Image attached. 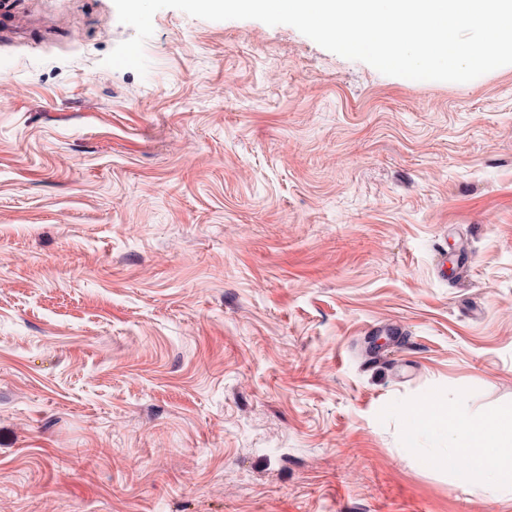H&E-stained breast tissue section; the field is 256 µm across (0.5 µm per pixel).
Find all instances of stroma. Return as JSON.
<instances>
[{
	"label": "stroma",
	"mask_w": 512,
	"mask_h": 512,
	"mask_svg": "<svg viewBox=\"0 0 512 512\" xmlns=\"http://www.w3.org/2000/svg\"><path fill=\"white\" fill-rule=\"evenodd\" d=\"M0 0V512H512L402 408L512 406V65Z\"/></svg>",
	"instance_id": "obj_1"
}]
</instances>
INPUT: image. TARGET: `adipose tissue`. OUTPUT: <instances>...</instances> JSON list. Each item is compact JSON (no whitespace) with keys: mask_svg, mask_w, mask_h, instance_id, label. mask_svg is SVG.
Returning <instances> with one entry per match:
<instances>
[{"mask_svg":"<svg viewBox=\"0 0 512 512\" xmlns=\"http://www.w3.org/2000/svg\"><path fill=\"white\" fill-rule=\"evenodd\" d=\"M404 420L407 457L448 470L470 496L512 500V407L482 418L469 412L465 396L434 394Z\"/></svg>","mask_w":512,"mask_h":512,"instance_id":"obj_1","label":"adipose tissue"}]
</instances>
